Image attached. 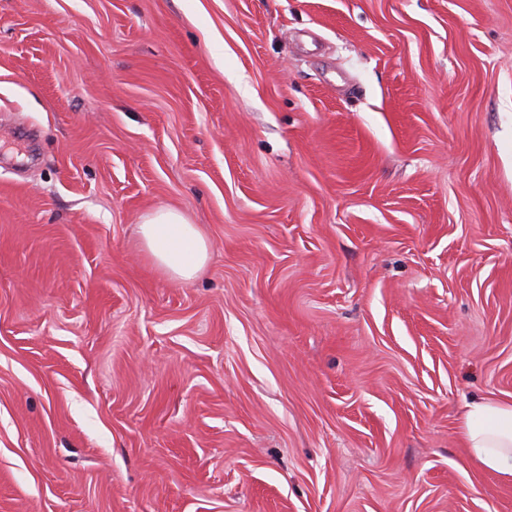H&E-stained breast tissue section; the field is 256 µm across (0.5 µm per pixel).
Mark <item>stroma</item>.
<instances>
[{
	"label": "stroma",
	"instance_id": "stroma-1",
	"mask_svg": "<svg viewBox=\"0 0 512 512\" xmlns=\"http://www.w3.org/2000/svg\"><path fill=\"white\" fill-rule=\"evenodd\" d=\"M475 396L512 400V0H0V512H512ZM138 227L145 249L164 277L190 281L208 262L205 237L178 211L157 208Z\"/></svg>",
	"mask_w": 512,
	"mask_h": 512
}]
</instances>
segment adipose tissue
I'll return each instance as SVG.
<instances>
[{
    "instance_id": "1",
    "label": "adipose tissue",
    "mask_w": 512,
    "mask_h": 512,
    "mask_svg": "<svg viewBox=\"0 0 512 512\" xmlns=\"http://www.w3.org/2000/svg\"><path fill=\"white\" fill-rule=\"evenodd\" d=\"M139 234L166 278L192 280L209 259L205 237L178 211L155 209L140 224ZM458 438L481 469L512 482V401L483 397L467 402Z\"/></svg>"
}]
</instances>
